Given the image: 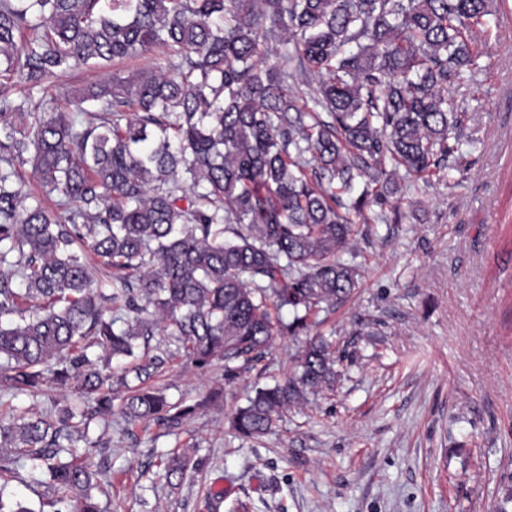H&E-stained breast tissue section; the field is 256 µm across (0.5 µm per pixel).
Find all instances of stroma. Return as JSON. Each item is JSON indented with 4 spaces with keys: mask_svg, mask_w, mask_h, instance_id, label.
Returning <instances> with one entry per match:
<instances>
[{
    "mask_svg": "<svg viewBox=\"0 0 512 512\" xmlns=\"http://www.w3.org/2000/svg\"><path fill=\"white\" fill-rule=\"evenodd\" d=\"M481 42L475 80L451 85L472 142L450 182H402L416 218L357 224L342 252L360 287L320 313L334 392L258 440L230 425L254 389L292 367L306 336L225 381L170 362L157 385L197 404L180 429L93 420L88 461L106 512H512V0ZM193 449L170 487L160 459Z\"/></svg>",
    "mask_w": 512,
    "mask_h": 512,
    "instance_id": "obj_1",
    "label": "stroma"
}]
</instances>
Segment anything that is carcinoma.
Instances as JSON below:
<instances>
[{
	"label": "carcinoma",
	"instance_id": "cac0c4a2",
	"mask_svg": "<svg viewBox=\"0 0 512 512\" xmlns=\"http://www.w3.org/2000/svg\"><path fill=\"white\" fill-rule=\"evenodd\" d=\"M504 2L0 0V385L80 394L19 414L0 400V512H43L3 500L24 459L56 512H102L80 426L118 396L127 420L178 429L200 404L147 384L175 356L232 380L351 298L359 270L338 253L355 225L384 206L402 220L399 172L460 166L448 84L479 71L476 33ZM78 69L103 78L50 95ZM335 363L314 338L231 427L273 432L333 388ZM191 463L169 457L166 478Z\"/></svg>",
	"mask_w": 512,
	"mask_h": 512
}]
</instances>
